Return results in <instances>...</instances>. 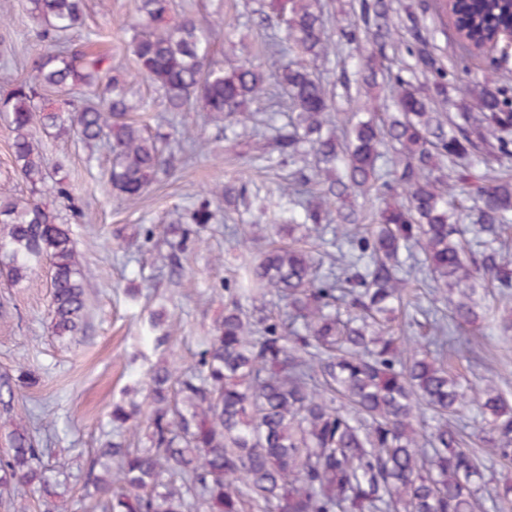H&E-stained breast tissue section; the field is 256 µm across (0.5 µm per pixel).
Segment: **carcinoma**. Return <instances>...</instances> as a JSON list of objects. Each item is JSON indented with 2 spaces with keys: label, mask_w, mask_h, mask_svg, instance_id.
<instances>
[{
  "label": "carcinoma",
  "mask_w": 512,
  "mask_h": 512,
  "mask_svg": "<svg viewBox=\"0 0 512 512\" xmlns=\"http://www.w3.org/2000/svg\"><path fill=\"white\" fill-rule=\"evenodd\" d=\"M43 47L30 75L0 100L12 135L14 168L30 196L0 191V275L14 285L32 267L50 264L52 334L74 337L83 328L91 281L77 259L76 242L57 212L37 194L49 179L33 136L39 127L73 132L86 144L109 142L112 194L140 198L167 159L152 134L129 118L144 104L128 96L127 82L111 75L109 58L75 35L85 0H31ZM298 61L265 72L244 61L229 69L210 59L211 25L176 11L175 0H140L130 40L132 81L153 85L169 112L200 102L217 134L267 97L288 99V122L274 128L280 155L301 167L281 189L288 217L278 231L307 226L324 240L323 223L336 215L332 250L316 258L289 244L246 265L241 282L224 285L229 302L197 354L196 367L150 369L142 382L150 410L131 401L113 405L112 422L145 426L148 445L107 439L87 464L89 496L99 512H476L480 463L464 435L448 422L428 428L426 407L445 417L477 403L482 443L512 461V402L488 380L469 392L448 357L483 350L482 325L512 335V311L486 304L487 289L512 296V79L493 74L456 99L448 73L418 29L416 10L446 13V0L407 4L414 42L408 71L387 76L384 98L376 66L392 37V0H359L357 20L342 30L347 42L365 35L371 50L362 67L365 110L344 132L338 108L312 66L337 55L326 31L322 0H271ZM462 70L470 41L454 31ZM55 93L58 103L46 107ZM448 104L456 115L433 109ZM448 175H442L443 169ZM374 192L383 207L358 212L351 197ZM204 197L178 225L170 262L212 222ZM472 235L473 248L463 240ZM449 295V314L423 307L409 294L411 274ZM286 301L284 314L252 322L241 300L261 312L266 298ZM412 309L406 326L427 345L402 337L397 314ZM35 384L19 370L0 381V405L9 410L18 390ZM0 458V499L17 485L39 493L47 512H68L60 476L64 465L44 461L45 450L22 428L8 434ZM495 507L512 503V482L497 485Z\"/></svg>",
  "instance_id": "carcinoma-1"
}]
</instances>
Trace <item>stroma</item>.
Segmentation results:
<instances>
[{"instance_id":"1","label":"stroma","mask_w":512,"mask_h":512,"mask_svg":"<svg viewBox=\"0 0 512 512\" xmlns=\"http://www.w3.org/2000/svg\"><path fill=\"white\" fill-rule=\"evenodd\" d=\"M326 2L328 33L340 57L355 60L365 55L367 41L348 43L340 38L341 29L354 20L355 0ZM176 3L191 17L223 18V30L211 38V58L226 66L247 58L256 68L266 69L268 44L284 36L278 27L255 23L268 0ZM30 7L29 0H0V93L27 78L26 63L42 46L41 28ZM136 17L137 0H86L83 30L93 35L91 48L111 57L113 68L123 74L132 72L133 59L127 48L130 34L120 23ZM448 23L446 16L432 11L420 21L425 30L434 32V46L445 70L461 71L465 84L491 72L493 64L485 55L459 65L454 46L442 33ZM131 91L134 98L147 102V109L136 117L151 131L172 141L192 136L204 143L192 160L177 152L169 156L166 171L138 200L121 202L108 193L112 155L105 143L89 147L71 133L34 132L49 168L71 185L87 217L86 222H74L67 200L53 187L45 188L43 201L52 204L70 226L79 259L92 275L83 333L71 340L53 336L48 264L36 266L29 279L17 286L0 277V375H17L23 367L37 378L34 386L19 390L11 411L0 409V455L16 424L26 423L31 414H50L51 447L69 463L64 479L71 512H94L92 499L85 496V470L93 448L112 429L113 405L126 401V389L144 379L152 366L193 368L202 340L224 315L227 295L222 283L234 282L247 260L289 240L270 224L280 204L281 183L294 167L283 162L273 143L259 151L250 149L249 126L215 138V128L204 125L201 109L169 112L153 87L136 83ZM225 187L236 190L235 199L214 200L213 223L201 241L182 254L181 276H170L169 225L187 224L198 198ZM147 227L152 228V236L144 235ZM159 309L166 311L167 322L162 331L153 332L148 321ZM454 371L469 388L481 386L490 371L512 380V342L489 337L483 364L459 358Z\"/></svg>"}]
</instances>
